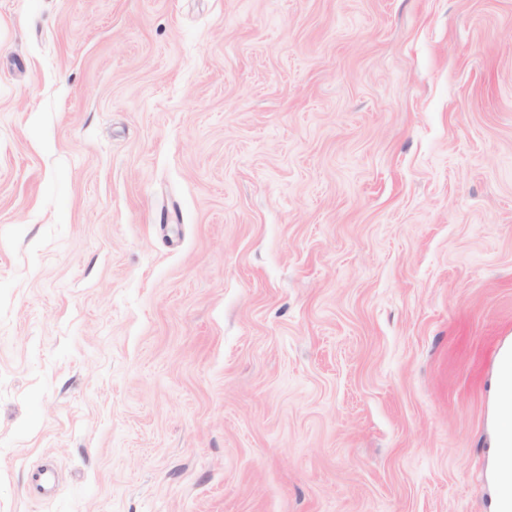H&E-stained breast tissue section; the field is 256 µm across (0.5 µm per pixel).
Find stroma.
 Here are the masks:
<instances>
[{"label":"stroma","instance_id":"1","mask_svg":"<svg viewBox=\"0 0 512 512\" xmlns=\"http://www.w3.org/2000/svg\"><path fill=\"white\" fill-rule=\"evenodd\" d=\"M512 0H0V512H492Z\"/></svg>","mask_w":512,"mask_h":512}]
</instances>
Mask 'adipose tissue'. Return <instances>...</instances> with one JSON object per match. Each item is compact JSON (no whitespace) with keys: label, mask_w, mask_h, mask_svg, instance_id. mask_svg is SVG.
<instances>
[{"label":"adipose tissue","mask_w":512,"mask_h":512,"mask_svg":"<svg viewBox=\"0 0 512 512\" xmlns=\"http://www.w3.org/2000/svg\"><path fill=\"white\" fill-rule=\"evenodd\" d=\"M489 428L496 449L490 469L497 491L495 512H512V339L504 341L497 358Z\"/></svg>","instance_id":"ef3b65f1"}]
</instances>
